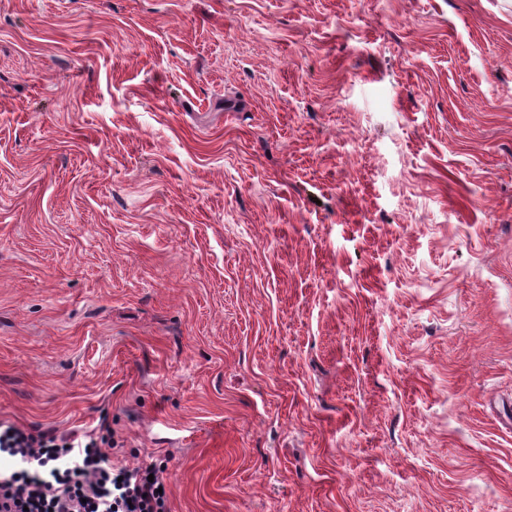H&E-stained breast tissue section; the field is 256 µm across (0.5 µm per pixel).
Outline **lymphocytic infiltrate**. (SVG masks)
Here are the masks:
<instances>
[{"mask_svg": "<svg viewBox=\"0 0 512 512\" xmlns=\"http://www.w3.org/2000/svg\"><path fill=\"white\" fill-rule=\"evenodd\" d=\"M108 423L85 434L0 424V512H169L154 461L112 465Z\"/></svg>", "mask_w": 512, "mask_h": 512, "instance_id": "1", "label": "lymphocytic infiltrate"}]
</instances>
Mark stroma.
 Listing matches in <instances>:
<instances>
[{"mask_svg":"<svg viewBox=\"0 0 512 512\" xmlns=\"http://www.w3.org/2000/svg\"><path fill=\"white\" fill-rule=\"evenodd\" d=\"M170 512H512V0H0V421Z\"/></svg>","mask_w":512,"mask_h":512,"instance_id":"35a3bbf8","label":"stroma"}]
</instances>
